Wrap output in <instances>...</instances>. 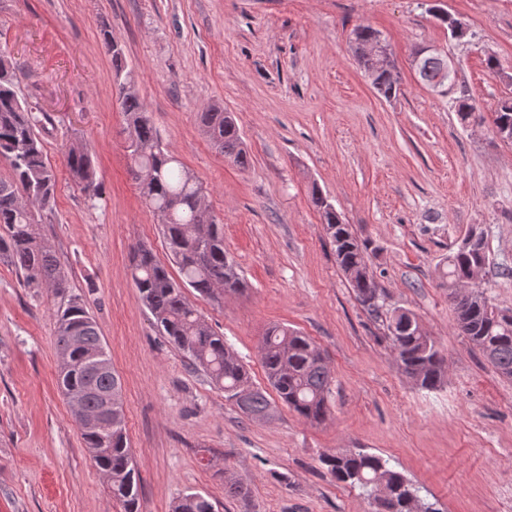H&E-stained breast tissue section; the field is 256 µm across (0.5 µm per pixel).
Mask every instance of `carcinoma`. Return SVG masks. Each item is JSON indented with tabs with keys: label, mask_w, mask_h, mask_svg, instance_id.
I'll return each instance as SVG.
<instances>
[{
	"label": "carcinoma",
	"mask_w": 512,
	"mask_h": 512,
	"mask_svg": "<svg viewBox=\"0 0 512 512\" xmlns=\"http://www.w3.org/2000/svg\"><path fill=\"white\" fill-rule=\"evenodd\" d=\"M102 38L115 73L117 98L128 133L132 174L138 181L148 210L160 224L172 262L174 277L143 246L130 256V275L144 306L169 342L193 370L203 371L224 390V397L252 420L271 415L272 403L266 392L254 386L245 363L224 344L203 316L186 299L193 289L215 298L224 293H241L248 283L234 259L224 250V225L210 213L202 192L203 184L168 150L163 148L156 127L132 88L121 44L105 29ZM446 56L428 54L415 71L429 90L455 75L445 73ZM363 72L372 77L373 88L384 98L396 96L399 75L395 60L379 63L358 59ZM461 122L473 118L476 106L465 94L456 101ZM197 121L215 148L235 165L245 167L249 155L242 141L236 117L211 105L197 113ZM51 116L27 101L17 80L10 53L0 48V262L19 272L28 287L47 288L67 302L54 312L58 384L63 394L80 392L79 405H70L73 421L79 413L103 411L112 400V423L106 428L78 425L85 448L96 468L110 482L113 497L123 512H140L137 473L125 429L122 385L112 369L97 366L111 363L95 319L81 299L68 295L69 280L50 245L39 237L41 212L53 209L57 176L44 152L42 131ZM512 128V96L498 100L493 111V130ZM65 163L71 183L89 197L98 196L94 154L86 144L70 146ZM312 199L321 213L323 228L334 246L336 263L346 276L355 298L372 317L382 321L386 336L402 372L425 390L437 388L445 375L447 361L434 340L422 330L415 315L387 304L381 289L371 287L368 245L343 221L335 207L313 189ZM482 252L456 249L448 255V297L452 301L458 330L482 354L499 375L512 378V309L495 304L480 285L469 293L456 289L470 269L483 262ZM261 364L278 399L310 422L324 421L329 412L332 377L319 348L301 332L273 324L260 346ZM321 462L336 481L358 486L368 495L382 486L391 497L388 512H437L419 495L420 489L390 460L355 448H342L323 455ZM173 512H213L203 495L188 493L175 504Z\"/></svg>",
	"instance_id": "cac0c4a2"
}]
</instances>
